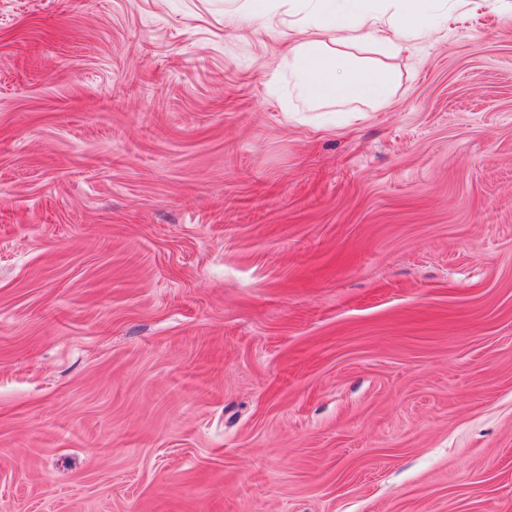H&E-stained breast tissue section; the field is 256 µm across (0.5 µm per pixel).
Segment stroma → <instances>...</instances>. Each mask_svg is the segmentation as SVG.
<instances>
[{
    "mask_svg": "<svg viewBox=\"0 0 512 512\" xmlns=\"http://www.w3.org/2000/svg\"><path fill=\"white\" fill-rule=\"evenodd\" d=\"M241 5L0 0V512H512V9L311 112Z\"/></svg>",
    "mask_w": 512,
    "mask_h": 512,
    "instance_id": "stroma-1",
    "label": "stroma"
}]
</instances>
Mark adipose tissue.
Listing matches in <instances>:
<instances>
[{
  "label": "adipose tissue",
  "instance_id": "ef3b65f1",
  "mask_svg": "<svg viewBox=\"0 0 512 512\" xmlns=\"http://www.w3.org/2000/svg\"><path fill=\"white\" fill-rule=\"evenodd\" d=\"M303 2L315 24L300 29L299 40L283 55L280 67L292 93L314 111L347 103L382 105L394 93L389 69L371 62L345 65L343 47L364 43L380 54H398L449 19L441 0H400L393 13L387 0H375L369 10L361 8V0Z\"/></svg>",
  "mask_w": 512,
  "mask_h": 512
}]
</instances>
